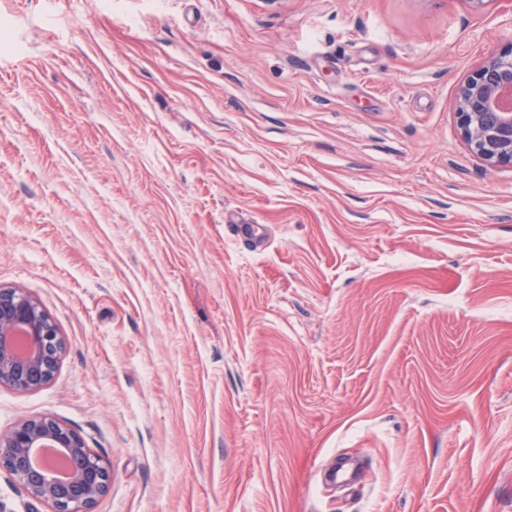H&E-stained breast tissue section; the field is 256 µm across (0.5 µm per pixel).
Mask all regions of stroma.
<instances>
[{"instance_id": "35a3bbf8", "label": "stroma", "mask_w": 512, "mask_h": 512, "mask_svg": "<svg viewBox=\"0 0 512 512\" xmlns=\"http://www.w3.org/2000/svg\"><path fill=\"white\" fill-rule=\"evenodd\" d=\"M0 386L94 512H512V167L461 86L512 0H0ZM251 224L252 247L235 225ZM62 349L57 327L39 301L22 288L0 287V385L41 389L53 378Z\"/></svg>"}]
</instances>
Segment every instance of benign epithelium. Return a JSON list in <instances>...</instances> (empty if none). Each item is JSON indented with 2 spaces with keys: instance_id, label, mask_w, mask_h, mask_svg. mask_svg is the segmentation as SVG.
<instances>
[{
  "instance_id": "benign-epithelium-1",
  "label": "benign epithelium",
  "mask_w": 512,
  "mask_h": 512,
  "mask_svg": "<svg viewBox=\"0 0 512 512\" xmlns=\"http://www.w3.org/2000/svg\"><path fill=\"white\" fill-rule=\"evenodd\" d=\"M512 90V47L490 57L461 87L458 122L471 150L491 166H512V109L500 106ZM63 340L39 301L22 288L0 287V385L35 391L54 376ZM62 449L70 461L63 479L34 462L43 443ZM19 481L52 512H93L109 490L112 465L92 454L73 430L48 416L24 420L0 432V471Z\"/></svg>"
}]
</instances>
